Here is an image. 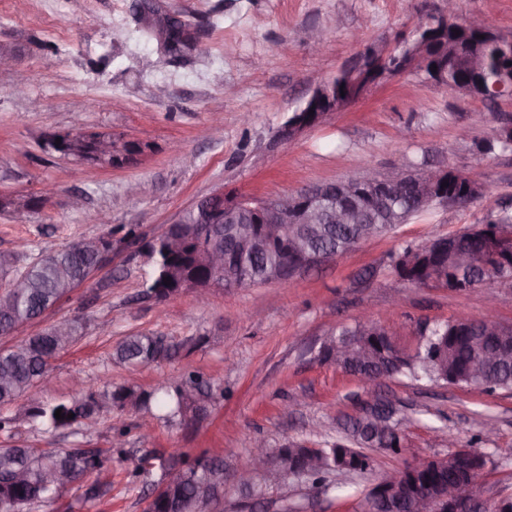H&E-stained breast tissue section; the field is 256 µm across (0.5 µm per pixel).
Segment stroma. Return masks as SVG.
<instances>
[{"mask_svg": "<svg viewBox=\"0 0 512 512\" xmlns=\"http://www.w3.org/2000/svg\"><path fill=\"white\" fill-rule=\"evenodd\" d=\"M131 2L0 0V50L13 59L0 69V192L36 195L47 183L55 189L25 216L0 214V266L20 267L65 243L112 235L111 264L23 329L28 335L64 319L82 325L80 340L53 361L55 382L39 397H74L79 375L148 391L165 379L182 383L192 370L210 380L216 397L199 420L159 421L143 436L135 411L105 413L81 435L50 438L29 421L25 399L1 410L13 419L15 436L37 447L67 449L80 440L125 458L113 463L112 491L94 507L81 506L72 488L45 512H143L132 459L181 448L222 456L230 470L257 439L272 448L344 442L345 421L379 397L402 414L403 453L368 449L370 469L347 477L343 490L268 482L266 512H360L381 474L474 444L491 460L483 500L512 497V391L422 386L403 376L372 388L316 359L325 336L343 325L377 320L412 344L422 323L484 314L485 287H416L393 273L389 258L512 206V151H478L512 122V99L490 105L451 97L421 72L406 71L386 75L294 140L275 138L318 83L365 49L388 55L430 16L449 9L455 22L484 15L511 37L512 0L452 6L447 0H152L150 22L176 16L196 30L197 46L184 57L165 55L157 41L141 36ZM314 29L328 34L319 52L309 47ZM218 116L219 136L211 131ZM85 131L112 133L140 146L141 154L134 164L89 174L46 148L52 134ZM450 163L475 170L482 196L434 207L285 288L268 283L205 297L189 288L159 303L143 296L148 266L124 241L125 226L153 236L220 187L269 198L368 170L386 176ZM77 193L84 198L80 210L70 206ZM101 214L106 223H97ZM136 333L167 337L182 349L175 358L129 368L112 351L117 340ZM288 402L296 409L286 417L281 408ZM120 425L129 432L124 448L115 449L111 429Z\"/></svg>", "mask_w": 512, "mask_h": 512, "instance_id": "stroma-1", "label": "stroma"}]
</instances>
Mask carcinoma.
Wrapping results in <instances>:
<instances>
[{
  "instance_id": "1",
  "label": "carcinoma",
  "mask_w": 512,
  "mask_h": 512,
  "mask_svg": "<svg viewBox=\"0 0 512 512\" xmlns=\"http://www.w3.org/2000/svg\"><path fill=\"white\" fill-rule=\"evenodd\" d=\"M168 19V52L179 55L187 47L182 28L185 24H174ZM506 37L493 29L474 30L464 24L451 22L448 33L436 36L428 46L429 64L447 71L448 80L462 87L472 88L476 96L495 101L512 98V56L504 57L502 47ZM479 57L484 65L475 70L470 60ZM431 209L419 206L402 188L394 190L388 197L384 209L374 213L379 224V234L385 235L404 223ZM192 212L182 215L184 223L176 225L184 237L180 251L164 253L152 261L150 271L143 282V295H154L165 301L178 293L179 284L185 280L213 279L224 282V271H212L195 264V254L203 245L224 244L222 231L208 224H192ZM483 224L490 227H512V211L501 209L489 214ZM361 233V224L354 220L349 224H322L310 240V249L328 254H342ZM418 253L408 246L390 258L395 271L404 270L410 275L406 282L415 286L445 288L448 277L459 278L472 287L482 285L483 277L476 267H460L447 257H439L438 266L427 275L434 280L428 284L411 278ZM285 260V255L276 249L260 250L243 248L240 254L241 267L230 270L240 285H257L271 282L276 266ZM96 256L83 247L79 240L59 249L40 254L26 266L16 269L12 275L0 281L6 284L0 292V310L10 312L5 323H0V334L15 332L40 317L46 310L67 296L72 287L83 282L95 268ZM171 278L164 284L163 278ZM22 281L24 288L7 287L11 281ZM476 318L466 322L457 319L432 326L421 325L415 346L394 345L386 336H369L364 344L371 353L365 362L336 360V347L347 346V342L363 335L360 326H342L332 333L335 343L323 353L320 362L335 364L342 371L360 379L373 375L381 377L405 376L416 382H445L460 387H478L484 392L512 391V359L490 361L480 374L473 373L474 364L481 359V339L475 335ZM67 335H56V326L23 338L19 343L0 349V407L10 405L28 395L34 388L46 383L50 376L51 360L57 353L66 350L80 336L81 324L76 320L65 321ZM180 346L162 336L136 334L123 337L115 347V357L133 367L170 359L178 354ZM214 399L210 383L203 376L190 373L182 385L161 386L151 391H140L130 386L100 385L94 381H81L79 397L70 401L30 404L28 416L45 434L74 432L104 411L135 410L149 411L156 407L163 411L167 420L193 421L207 411V402ZM62 409L61 418L55 411ZM370 424L355 420L350 427L352 443H328L321 451L329 455L344 451L353 456H364L360 449L370 446L364 437ZM277 464L292 466L305 462L303 449L291 444L274 452ZM172 468L171 461L159 451L139 458L134 462L132 474L136 478L159 477L150 481L144 494V512H195V503L207 498L213 512H224V494L216 490V483L224 478V459L219 456H184L176 481L164 484L166 471ZM96 475L93 482L87 478ZM77 484L83 488L81 505H92L104 495L112 492V459L102 457L95 448L80 446L65 451L38 450L25 444L0 446V512H32L54 502L59 492L67 486Z\"/></svg>"
}]
</instances>
